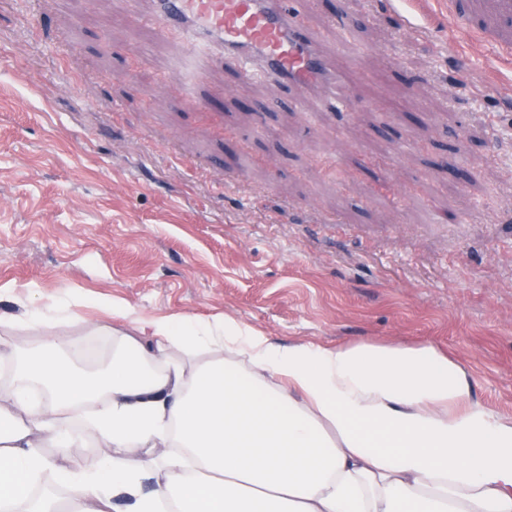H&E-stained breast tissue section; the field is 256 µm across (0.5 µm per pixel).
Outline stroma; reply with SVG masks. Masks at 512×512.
<instances>
[{
    "mask_svg": "<svg viewBox=\"0 0 512 512\" xmlns=\"http://www.w3.org/2000/svg\"><path fill=\"white\" fill-rule=\"evenodd\" d=\"M297 7L336 26L339 109L233 65L178 95L177 40L132 36L121 0H0V344L61 303L49 333L104 360L172 315L429 342L512 417V62L448 0Z\"/></svg>",
    "mask_w": 512,
    "mask_h": 512,
    "instance_id": "obj_1",
    "label": "stroma"
}]
</instances>
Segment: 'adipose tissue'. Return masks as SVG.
<instances>
[{"instance_id":"1","label":"adipose tissue","mask_w":512,"mask_h":512,"mask_svg":"<svg viewBox=\"0 0 512 512\" xmlns=\"http://www.w3.org/2000/svg\"><path fill=\"white\" fill-rule=\"evenodd\" d=\"M120 337L111 370L79 367L55 337L0 348L12 377L0 412V512H60L36 499L44 475L72 512H512V418L472 396L465 369L431 344L279 345L231 319L149 321ZM87 406L104 450L49 415ZM49 435L47 458L37 447ZM144 448L158 488L143 492L123 452Z\"/></svg>"}]
</instances>
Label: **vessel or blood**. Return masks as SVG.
<instances>
[{
	"mask_svg": "<svg viewBox=\"0 0 512 512\" xmlns=\"http://www.w3.org/2000/svg\"><path fill=\"white\" fill-rule=\"evenodd\" d=\"M138 0H125L133 32L177 39V63L194 83L212 66L235 62L241 74H263L310 89L325 87V73L343 79V67L329 69L317 53L322 39L305 26L292 0H154L141 13ZM455 26L472 38L512 53V0H448Z\"/></svg>",
	"mask_w": 512,
	"mask_h": 512,
	"instance_id": "1",
	"label": "vessel or blood"
}]
</instances>
